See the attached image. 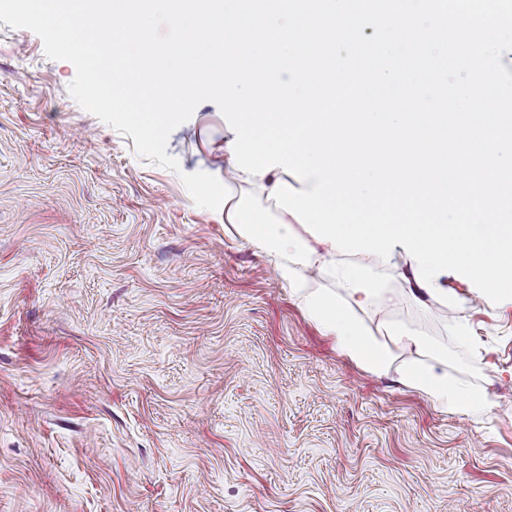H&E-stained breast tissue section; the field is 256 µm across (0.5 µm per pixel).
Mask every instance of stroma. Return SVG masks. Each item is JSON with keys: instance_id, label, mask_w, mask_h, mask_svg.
<instances>
[{"instance_id": "1", "label": "stroma", "mask_w": 512, "mask_h": 512, "mask_svg": "<svg viewBox=\"0 0 512 512\" xmlns=\"http://www.w3.org/2000/svg\"><path fill=\"white\" fill-rule=\"evenodd\" d=\"M74 65L0 22V512H512V303L421 307L393 272L373 332L423 337L482 420L342 356L274 263L183 174L223 177L210 101L172 171L69 93Z\"/></svg>"}]
</instances>
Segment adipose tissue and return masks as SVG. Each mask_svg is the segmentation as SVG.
<instances>
[{"mask_svg":"<svg viewBox=\"0 0 512 512\" xmlns=\"http://www.w3.org/2000/svg\"><path fill=\"white\" fill-rule=\"evenodd\" d=\"M287 178L279 168L261 177L228 164L223 185L204 186L202 193L241 238L275 261L289 292L320 331L335 340L340 354L375 375H395L399 384L427 396L443 412L474 416L492 411L494 403L488 392L450 376L446 356L421 337L396 340L378 336L356 319L353 304L382 307L385 297L381 274L385 266L372 254L364 255L357 264L342 263L330 242L313 244L298 235L289 212L264 208L276 181ZM314 275L334 280L340 295L312 287L310 278ZM399 343L415 348L417 359L399 360L395 352Z\"/></svg>","mask_w":512,"mask_h":512,"instance_id":"ef3b65f1","label":"adipose tissue"}]
</instances>
